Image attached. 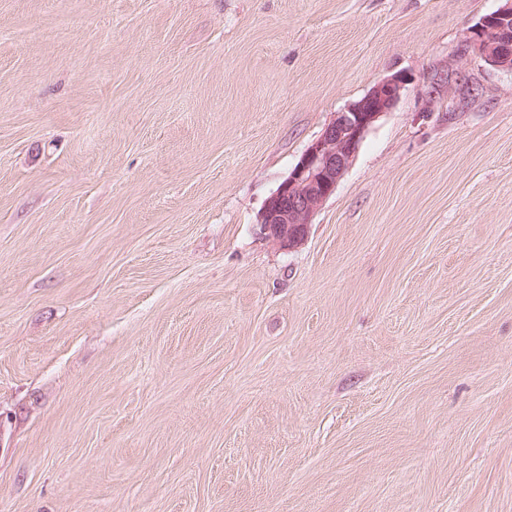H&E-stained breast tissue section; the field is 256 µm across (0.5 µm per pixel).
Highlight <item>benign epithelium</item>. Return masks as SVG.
Instances as JSON below:
<instances>
[{
	"instance_id": "7a95c632",
	"label": "benign epithelium",
	"mask_w": 512,
	"mask_h": 512,
	"mask_svg": "<svg viewBox=\"0 0 512 512\" xmlns=\"http://www.w3.org/2000/svg\"><path fill=\"white\" fill-rule=\"evenodd\" d=\"M495 19H512V0L467 29L458 58L475 56L493 69L512 72V57L499 46ZM466 76V68L458 65L431 79L425 89L427 104L455 96ZM408 81V76L399 72L387 76L333 116L267 199L259 216L264 235L282 248H292L304 239L312 217L333 196L351 166L365 133L381 114L396 105Z\"/></svg>"
}]
</instances>
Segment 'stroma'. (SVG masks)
<instances>
[{
	"label": "stroma",
	"mask_w": 512,
	"mask_h": 512,
	"mask_svg": "<svg viewBox=\"0 0 512 512\" xmlns=\"http://www.w3.org/2000/svg\"><path fill=\"white\" fill-rule=\"evenodd\" d=\"M502 3L0 0V512H512V74L421 94ZM408 81L399 72L387 76L361 99L336 112L267 199L259 216L264 235L282 248L297 246L304 239L312 217L333 196L351 166L365 133L396 105Z\"/></svg>",
	"instance_id": "35a3bbf8"
}]
</instances>
